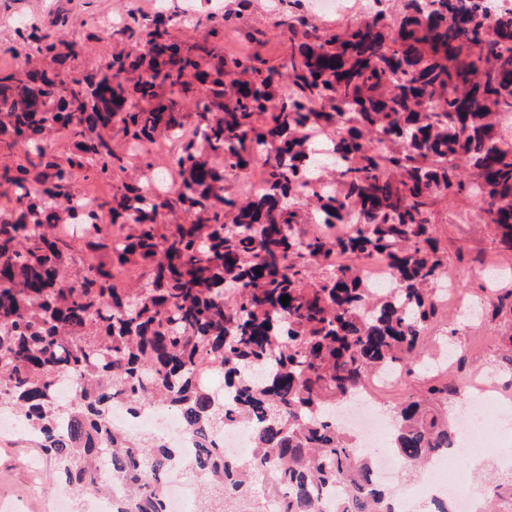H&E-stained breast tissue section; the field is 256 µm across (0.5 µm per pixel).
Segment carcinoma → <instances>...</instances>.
Returning a JSON list of instances; mask_svg holds the SVG:
<instances>
[{
  "label": "carcinoma",
  "instance_id": "obj_1",
  "mask_svg": "<svg viewBox=\"0 0 512 512\" xmlns=\"http://www.w3.org/2000/svg\"><path fill=\"white\" fill-rule=\"evenodd\" d=\"M176 14L129 19L126 53L107 73H0V143L23 156L0 169L16 214L0 216V413L52 454L51 485L102 495L117 475L115 512H167L162 476L179 449L153 433L112 430L122 400L135 417L161 405L194 440L204 512H229L268 491L280 512H321L345 484L338 512H392L370 478L373 453L336 421L370 375L427 373L426 331L441 319L448 251L435 234L442 202H481L498 247L512 251V8L494 0H404L322 33L289 24L277 65L259 53L216 54L173 41ZM209 35L239 31L241 13H210ZM23 39L55 63L76 55L34 29ZM199 136L160 167L131 150L185 127ZM119 126L125 147L112 146ZM56 130L73 143L61 164L45 149ZM224 153V169L207 154ZM137 160L134 183L101 206L110 235L73 193L76 175L111 181ZM261 195L225 185L255 160ZM467 167L471 178L461 177ZM175 179L148 198L147 181ZM191 220L160 230L165 210ZM109 260L72 270V240ZM384 257L389 286L365 267ZM149 267L151 288H123L115 271ZM488 321L512 319V289L492 288ZM289 296L284 305L281 297ZM224 377V394L206 384ZM428 384L394 407L392 448L419 474L458 438L448 399ZM253 430L251 456H224V427ZM512 487L497 483L482 512Z\"/></svg>",
  "mask_w": 512,
  "mask_h": 512
}]
</instances>
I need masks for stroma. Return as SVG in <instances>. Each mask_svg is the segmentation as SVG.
<instances>
[{
  "label": "stroma",
  "mask_w": 512,
  "mask_h": 512,
  "mask_svg": "<svg viewBox=\"0 0 512 512\" xmlns=\"http://www.w3.org/2000/svg\"><path fill=\"white\" fill-rule=\"evenodd\" d=\"M180 16L172 34L176 41L187 44H206L216 50L233 53L257 52L278 63L287 55L290 33L285 23L287 12L305 17L308 26L324 29L336 25L348 26L368 18L373 0H354L348 13L330 19L308 15L306 7L290 8L287 0H174ZM134 0H0V73L15 69H47L52 62L23 43L17 19L27 26L62 39L75 49L64 67L77 74L104 73L113 54L125 51L126 43L100 26L103 18L117 12H130ZM240 12L248 26L257 31L256 41H249L235 32L224 39L212 38L205 25L199 24V14L208 12ZM436 228L442 247L450 255L449 271L458 283L468 305H475L484 293L477 275L485 261H497L512 269V253L500 251L493 243L484 224L477 198L462 195L450 207L441 209ZM512 332V322L471 321L461 311H448L443 320L431 329L425 345L432 357H441L444 345L455 342L460 359L445 366L446 377L466 373L489 372L497 381L512 385V367L502 363L499 338ZM42 462L43 472H50L53 461L21 432H0V504L10 512H56L58 493L42 488L38 496L28 494L32 474L25 468L28 458Z\"/></svg>",
  "instance_id": "1"
}]
</instances>
